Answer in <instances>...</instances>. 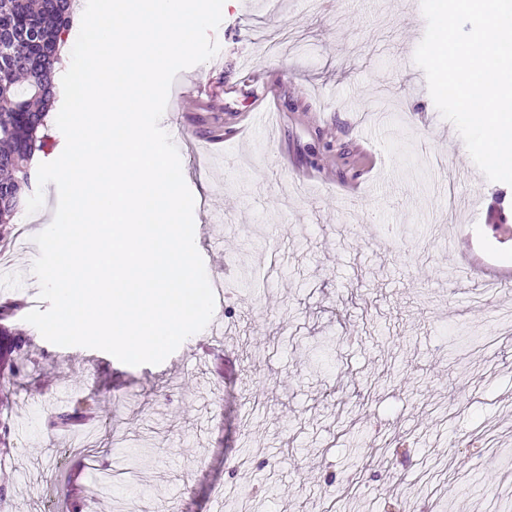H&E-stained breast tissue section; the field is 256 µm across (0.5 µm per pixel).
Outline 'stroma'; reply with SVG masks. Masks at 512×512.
<instances>
[{
	"label": "stroma",
	"mask_w": 512,
	"mask_h": 512,
	"mask_svg": "<svg viewBox=\"0 0 512 512\" xmlns=\"http://www.w3.org/2000/svg\"><path fill=\"white\" fill-rule=\"evenodd\" d=\"M165 109L229 343L158 365L59 347L30 224L5 326L29 337L0 423V512H485L512 501V186L487 180L414 52L420 0H224ZM94 417L52 430L78 403ZM85 485L73 510L69 478Z\"/></svg>",
	"instance_id": "1"
}]
</instances>
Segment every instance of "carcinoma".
<instances>
[{
    "label": "carcinoma",
    "mask_w": 512,
    "mask_h": 512,
    "mask_svg": "<svg viewBox=\"0 0 512 512\" xmlns=\"http://www.w3.org/2000/svg\"><path fill=\"white\" fill-rule=\"evenodd\" d=\"M73 0H0V226L13 223L32 188L29 162L47 146L46 116L55 95L59 47L72 27ZM20 330L0 327V366L27 345ZM87 410L49 417L52 429L80 424Z\"/></svg>",
    "instance_id": "carcinoma-1"
}]
</instances>
